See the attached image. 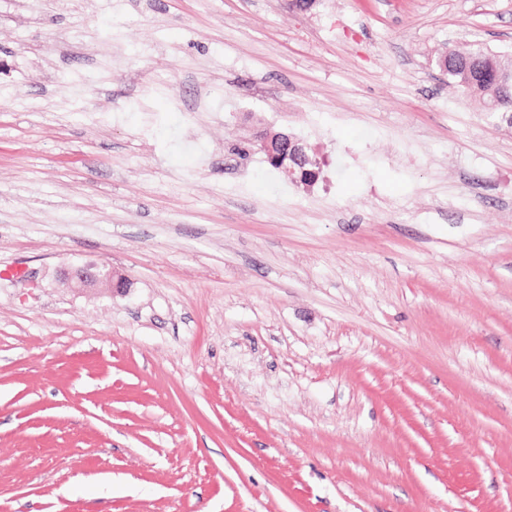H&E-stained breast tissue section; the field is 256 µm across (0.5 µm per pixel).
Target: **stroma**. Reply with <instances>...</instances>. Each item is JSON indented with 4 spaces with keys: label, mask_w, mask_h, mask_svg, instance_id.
<instances>
[{
    "label": "stroma",
    "mask_w": 512,
    "mask_h": 512,
    "mask_svg": "<svg viewBox=\"0 0 512 512\" xmlns=\"http://www.w3.org/2000/svg\"><path fill=\"white\" fill-rule=\"evenodd\" d=\"M479 45L512 0H0V512H512ZM456 58L448 55V79L464 94L482 98L490 103L499 97L502 110H512V82L507 89L498 82L507 65L506 55L483 47L470 52L460 53L454 50ZM260 140V150L287 176H293L299 171L300 181L311 182L316 177L315 171L305 168L311 161L306 146L299 140H294L284 132H266ZM280 142L285 143L287 149L275 151L274 146Z\"/></svg>",
    "instance_id": "35a3bbf8"
}]
</instances>
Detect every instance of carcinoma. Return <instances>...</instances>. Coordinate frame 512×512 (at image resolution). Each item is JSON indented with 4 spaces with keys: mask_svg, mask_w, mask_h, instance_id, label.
I'll return each instance as SVG.
<instances>
[{
    "mask_svg": "<svg viewBox=\"0 0 512 512\" xmlns=\"http://www.w3.org/2000/svg\"><path fill=\"white\" fill-rule=\"evenodd\" d=\"M506 65V55L477 47L448 57L446 72L462 93L478 96L486 103L498 98L501 109L512 110V88L505 89L498 82Z\"/></svg>",
    "mask_w": 512,
    "mask_h": 512,
    "instance_id": "cac0c4a2",
    "label": "carcinoma"
}]
</instances>
